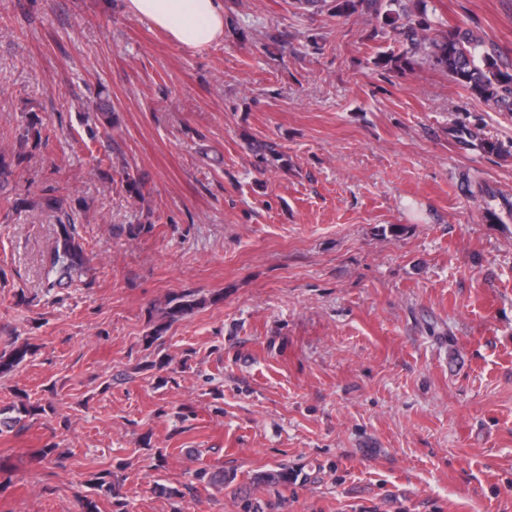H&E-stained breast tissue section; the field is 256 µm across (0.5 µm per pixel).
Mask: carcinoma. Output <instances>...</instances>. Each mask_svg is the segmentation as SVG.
<instances>
[{"label": "carcinoma", "instance_id": "cac0c4a2", "mask_svg": "<svg viewBox=\"0 0 512 512\" xmlns=\"http://www.w3.org/2000/svg\"><path fill=\"white\" fill-rule=\"evenodd\" d=\"M337 16L360 12L374 18L382 17V23L391 27L395 36L406 45L403 53L392 56L388 62L400 68L409 65L415 57L432 61L465 90L498 109L512 112V61L502 55L499 46L486 41L474 31L461 26L443 30L429 17L426 0H421L417 14L409 13L402 0H333L330 7ZM94 123L107 130L117 120L112 106L102 102L97 106ZM39 119H30L23 124L17 135L19 145H25L34 136L41 137ZM454 136L463 143L479 142L485 150H495L493 142L478 137L467 126L454 128ZM20 154L0 148V190L19 160ZM46 206L60 214L58 237L50 255L46 271L47 288L61 284L63 278L84 267L86 256L82 244L76 238V224L64 208V199L57 196L45 198ZM199 301L191 295H182L169 300L163 314L171 321L193 310ZM31 349L27 345L0 350V374L10 372L22 364ZM14 416L0 417V434L9 432L19 425L23 418L34 416L44 408L29 401L28 395L19 396V403L13 406ZM104 490L111 497L118 496L112 484L111 473L102 471L92 482V493L80 499L81 512H99L96 496Z\"/></svg>", "mask_w": 512, "mask_h": 512}]
</instances>
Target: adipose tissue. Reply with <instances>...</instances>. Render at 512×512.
<instances>
[{
    "instance_id": "adipose-tissue-1",
    "label": "adipose tissue",
    "mask_w": 512,
    "mask_h": 512,
    "mask_svg": "<svg viewBox=\"0 0 512 512\" xmlns=\"http://www.w3.org/2000/svg\"><path fill=\"white\" fill-rule=\"evenodd\" d=\"M130 14L149 21L173 44L203 52L224 38L221 0H126Z\"/></svg>"
}]
</instances>
